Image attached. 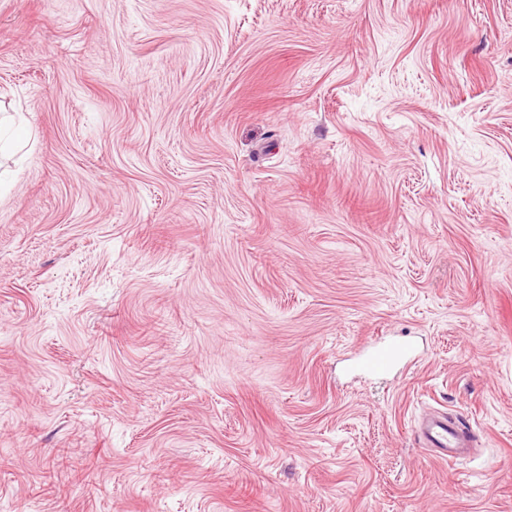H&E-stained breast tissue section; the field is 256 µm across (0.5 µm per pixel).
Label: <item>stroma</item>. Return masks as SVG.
<instances>
[{"label":"stroma","mask_w":512,"mask_h":512,"mask_svg":"<svg viewBox=\"0 0 512 512\" xmlns=\"http://www.w3.org/2000/svg\"><path fill=\"white\" fill-rule=\"evenodd\" d=\"M0 105V512H512V0H0ZM418 358L417 349L407 342L390 341L376 344L361 359V371L370 376H385L399 364H409ZM418 432L424 445L442 461L457 460L472 447L470 427L465 418H449L446 413L427 415L419 424Z\"/></svg>","instance_id":"35a3bbf8"}]
</instances>
